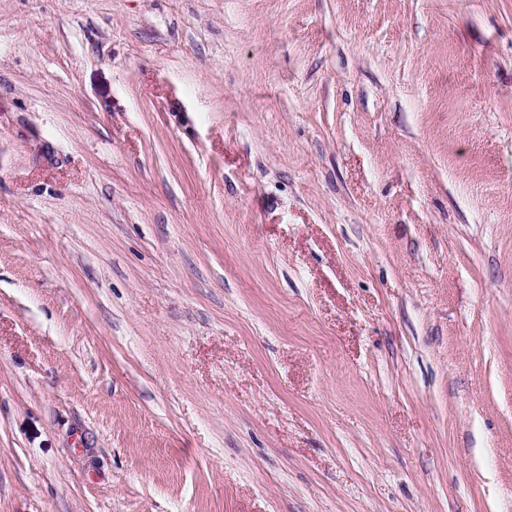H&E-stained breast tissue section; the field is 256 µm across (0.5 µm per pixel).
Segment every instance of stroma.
Segmentation results:
<instances>
[{
	"mask_svg": "<svg viewBox=\"0 0 512 512\" xmlns=\"http://www.w3.org/2000/svg\"><path fill=\"white\" fill-rule=\"evenodd\" d=\"M0 512H512V0H0Z\"/></svg>",
	"mask_w": 512,
	"mask_h": 512,
	"instance_id": "stroma-1",
	"label": "stroma"
}]
</instances>
